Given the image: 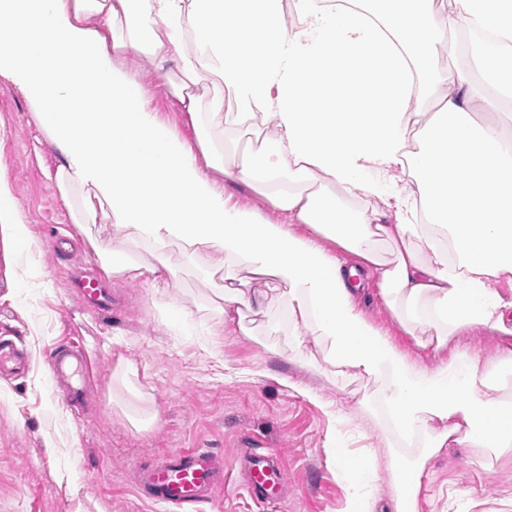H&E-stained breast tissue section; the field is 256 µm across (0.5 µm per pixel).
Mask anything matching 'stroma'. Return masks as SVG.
I'll return each mask as SVG.
<instances>
[{
  "label": "stroma",
  "mask_w": 512,
  "mask_h": 512,
  "mask_svg": "<svg viewBox=\"0 0 512 512\" xmlns=\"http://www.w3.org/2000/svg\"><path fill=\"white\" fill-rule=\"evenodd\" d=\"M126 65L148 88V108L194 138L152 62L133 57ZM0 169L30 232L22 253L0 232V336L19 337L30 355L22 375L0 378V512H171L143 500L135 480L140 466L177 448H209L229 462L244 448L272 452L287 473L276 505L252 501L230 480L195 512H343L346 487L330 447L337 438L352 452L370 450L375 512H396L393 474L420 453L423 434L394 430L377 384L302 361L278 298L262 313H245L246 332L214 335L210 303L233 264L209 253L187 261L175 252L176 275L165 287L115 278L110 309L82 306L74 281L99 276V260L60 199L55 157L27 101L3 81ZM358 300L369 321L416 355L373 277ZM172 307L187 312L185 323L170 320ZM71 337L96 368L78 414L47 363L49 351ZM120 356L137 364L147 405L159 413L149 432L136 431L113 408ZM452 490L470 493L485 512H512V460L487 471L476 449H445L428 465L421 512H446Z\"/></svg>",
  "instance_id": "1"
}]
</instances>
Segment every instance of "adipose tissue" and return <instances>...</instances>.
<instances>
[{"label":"adipose tissue","mask_w":512,"mask_h":512,"mask_svg":"<svg viewBox=\"0 0 512 512\" xmlns=\"http://www.w3.org/2000/svg\"><path fill=\"white\" fill-rule=\"evenodd\" d=\"M361 0L329 9L295 0H0V79L29 103L60 162L55 184L92 237L106 277L173 274L168 251L238 261L213 311L224 326L261 311L269 289L288 309L296 351L339 373L385 379L384 406L421 454L400 469L399 500L419 512L427 463L453 446L486 469L512 453V349L491 359L458 349L429 368L369 322L365 271L416 347L436 353L481 328L512 339V139L469 118L475 101L512 104V0ZM473 37L448 38V22ZM495 38H488V31ZM469 66L445 91L441 52ZM146 56L200 128L190 142L148 109L124 64ZM436 105L428 112L426 102ZM233 111H225V103ZM268 113L272 136L225 164V125ZM264 196L286 222L233 203L226 184ZM370 197L365 212L344 206ZM312 228L294 233L290 222ZM356 257L345 265L318 243ZM257 289H250V282ZM345 512H375L368 454L336 450Z\"/></svg>","instance_id":"obj_1"}]
</instances>
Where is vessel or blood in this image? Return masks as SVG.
<instances>
[{"label": "vessel or blood", "mask_w": 512, "mask_h": 512, "mask_svg": "<svg viewBox=\"0 0 512 512\" xmlns=\"http://www.w3.org/2000/svg\"><path fill=\"white\" fill-rule=\"evenodd\" d=\"M82 301L97 310L109 309L112 294L101 288L96 278L76 285ZM25 359L13 338L0 336V372L7 373ZM50 370L67 382L74 409H82L90 389L91 362L75 346L61 347L48 356ZM241 486L256 500L280 499L285 470L279 458L247 448L235 464ZM224 485V458L207 448L179 449L166 458L142 467L136 479L139 493L150 500L173 507L175 512H191Z\"/></svg>", "instance_id": "1"}]
</instances>
